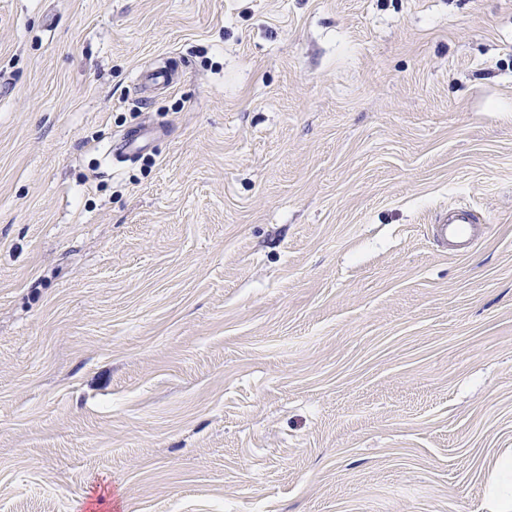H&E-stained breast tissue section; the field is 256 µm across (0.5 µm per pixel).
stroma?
I'll use <instances>...</instances> for the list:
<instances>
[{"instance_id":"35a3bbf8","label":"stroma","mask_w":512,"mask_h":512,"mask_svg":"<svg viewBox=\"0 0 512 512\" xmlns=\"http://www.w3.org/2000/svg\"><path fill=\"white\" fill-rule=\"evenodd\" d=\"M504 448L512 0H0V512H488ZM434 238L448 253L464 256L482 242L486 225L480 224L467 207H455L442 214L432 226Z\"/></svg>"}]
</instances>
